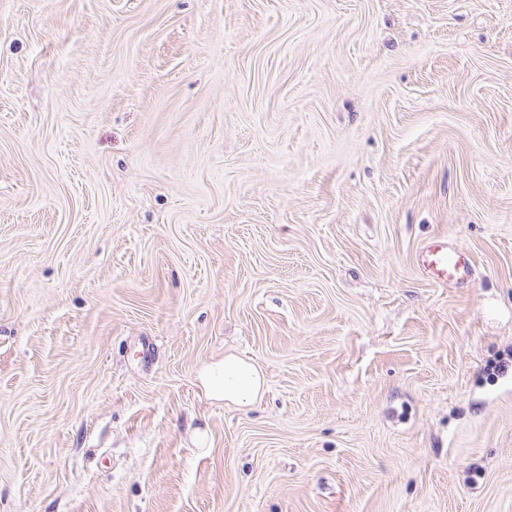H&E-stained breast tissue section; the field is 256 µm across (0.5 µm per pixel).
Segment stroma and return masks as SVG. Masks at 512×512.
I'll list each match as a JSON object with an SVG mask.
<instances>
[{"label": "stroma", "instance_id": "obj_1", "mask_svg": "<svg viewBox=\"0 0 512 512\" xmlns=\"http://www.w3.org/2000/svg\"><path fill=\"white\" fill-rule=\"evenodd\" d=\"M0 512H512V0H0ZM417 265L428 280L447 285L472 280L473 266L465 251L448 247V239L432 238L417 254ZM263 384V376L254 365L233 355L224 357V366L210 378L213 392L234 404L253 401Z\"/></svg>", "mask_w": 512, "mask_h": 512}]
</instances>
